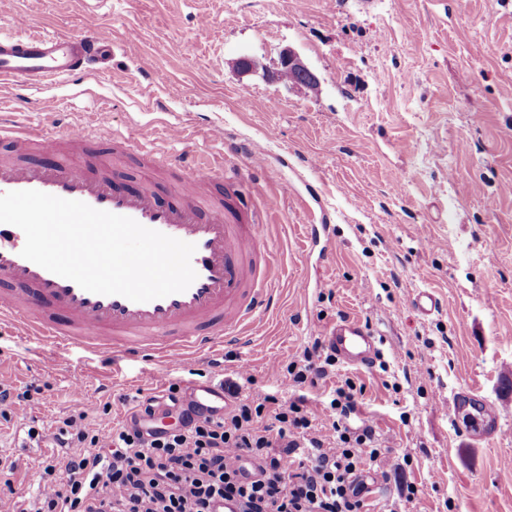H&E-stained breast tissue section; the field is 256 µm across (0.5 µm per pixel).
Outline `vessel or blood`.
<instances>
[{"instance_id":"1","label":"vessel or blood","mask_w":512,"mask_h":512,"mask_svg":"<svg viewBox=\"0 0 512 512\" xmlns=\"http://www.w3.org/2000/svg\"><path fill=\"white\" fill-rule=\"evenodd\" d=\"M91 2L87 30L79 35L33 31L26 16H15L14 33L0 34V84L33 87L80 78L95 63L110 59L112 34L95 21L103 0ZM92 137V129L80 124L59 135L1 112L0 140H9L21 153L37 150L42 158L0 161V195L37 190L81 201L195 244L191 264L196 280L184 292L148 302L91 293L23 258V231L0 224V320L56 346H77L116 360L148 353L169 367L246 335L272 308L277 291L272 286V257L263 245L264 223L243 199L238 181L228 180L223 166L213 161L179 157L171 162L179 173V187L166 201L152 184L129 187L119 182L116 169L108 165H79L61 158L62 147L80 150ZM109 146L117 161L147 164L155 156L137 134L114 136ZM325 341L352 367H371L378 355L374 334L353 317L330 325ZM186 392L198 404L223 414V388L193 383ZM454 406L459 412H476L458 421L461 431L477 428L487 436L496 431L502 411L494 404L461 393Z\"/></svg>"}]
</instances>
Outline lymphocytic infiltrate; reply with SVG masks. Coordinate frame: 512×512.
I'll return each instance as SVG.
<instances>
[{
  "label": "lymphocytic infiltrate",
  "mask_w": 512,
  "mask_h": 512,
  "mask_svg": "<svg viewBox=\"0 0 512 512\" xmlns=\"http://www.w3.org/2000/svg\"><path fill=\"white\" fill-rule=\"evenodd\" d=\"M285 372L288 398L225 382L230 405L218 418L174 384L137 401L129 423L107 433L85 413L67 417L55 439L76 455L48 463L37 494L8 488L13 512H216L226 500L238 512H361L364 470L386 477L397 467L359 417L362 389L348 378L326 406L309 405L304 388L336 372L318 338ZM173 406L178 427L151 428Z\"/></svg>",
  "instance_id": "lymphocytic-infiltrate-1"
}]
</instances>
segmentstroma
I'll use <instances>...</instances> for the list:
<instances>
[{
    "label": "stroma",
    "instance_id": "1",
    "mask_svg": "<svg viewBox=\"0 0 512 512\" xmlns=\"http://www.w3.org/2000/svg\"><path fill=\"white\" fill-rule=\"evenodd\" d=\"M83 2L0 0V31L18 14L39 31H84ZM97 21L112 31L110 60L78 84L0 87V105L61 134L100 127L81 163L107 158L106 136L152 145L175 122L186 137L161 145L170 158L224 155L210 124L238 148L264 144L269 164L246 176L245 194L267 225L278 307L247 342L176 369L153 357L116 364L0 324V381L28 394L0 419V468L14 465L15 487L36 489L46 461L74 454L29 428L54 431L78 410L117 427L155 380L217 383L242 365L243 393L287 395L281 361L351 316L374 332L379 363H337L306 396L320 407L338 381L362 385L361 418L403 463L367 475L363 512H512V0H111ZM286 47L318 93L266 78ZM242 57L262 70L239 73ZM312 219L331 225L329 240L306 243ZM424 290L439 300L427 315L412 306ZM463 390L501 408L495 435L457 428Z\"/></svg>",
    "mask_w": 512,
    "mask_h": 512
}]
</instances>
